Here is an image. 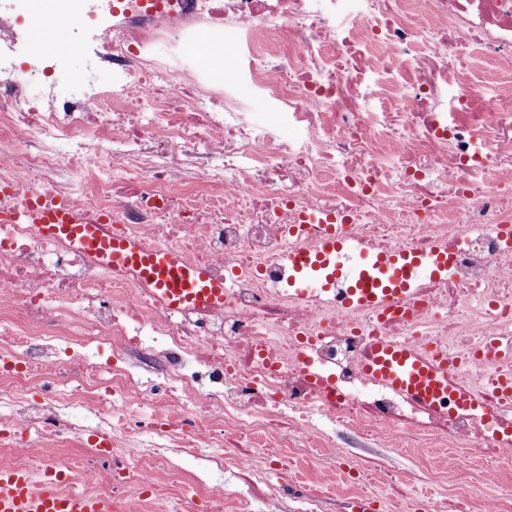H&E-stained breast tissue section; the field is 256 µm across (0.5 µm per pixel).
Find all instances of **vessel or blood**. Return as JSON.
<instances>
[{"label": "vessel or blood", "instance_id": "vessel-or-blood-1", "mask_svg": "<svg viewBox=\"0 0 512 512\" xmlns=\"http://www.w3.org/2000/svg\"><path fill=\"white\" fill-rule=\"evenodd\" d=\"M29 223L38 225L49 239H62L70 246L90 252L106 269L136 277L163 306L182 311L218 307L224 303L223 281L213 279L207 267L189 262L180 252L150 246L143 241L113 234L111 225L89 224L74 209L60 202L30 203L24 211ZM291 274L287 280L295 295L333 290L338 273H345L350 286L348 305H374L386 314L398 312L420 276L447 272L445 255L403 252L388 258L363 251L344 241L336 225L325 226L314 250L287 256ZM367 375L431 401L450 396L462 407L477 406L469 392L453 385L448 365L428 359L414 347L381 340L374 344L363 366ZM60 471L51 468L41 488H34L22 471L0 467V512H112L110 501L59 491Z\"/></svg>", "mask_w": 512, "mask_h": 512}]
</instances>
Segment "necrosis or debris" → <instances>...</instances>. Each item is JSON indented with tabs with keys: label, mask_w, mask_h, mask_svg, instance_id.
Instances as JSON below:
<instances>
[{
	"label": "necrosis or debris",
	"mask_w": 512,
	"mask_h": 512,
	"mask_svg": "<svg viewBox=\"0 0 512 512\" xmlns=\"http://www.w3.org/2000/svg\"><path fill=\"white\" fill-rule=\"evenodd\" d=\"M33 0H0V214L63 200L115 234L176 249L228 277L224 304L174 312L89 253L0 225V465L115 512H314L331 485L299 480L292 456L335 447L313 415L362 439L512 459V407L431 403L365 376L381 339L447 351L452 381L482 393L500 371L468 362L480 337L512 336V82L483 102L465 59L512 70V0H48L79 29L83 85L62 89L26 52ZM234 29L248 77L293 138L256 126L208 60L182 45ZM380 100L379 112L366 110ZM346 225L382 253L444 252L448 275L419 280L406 314L380 317L333 295L283 292L301 213ZM113 361L100 366L99 349ZM90 409L88 447L74 409ZM110 457L107 480L96 462ZM228 473L185 488L180 462ZM278 467L283 482L265 481Z\"/></svg>",
	"instance_id": "1"
}]
</instances>
